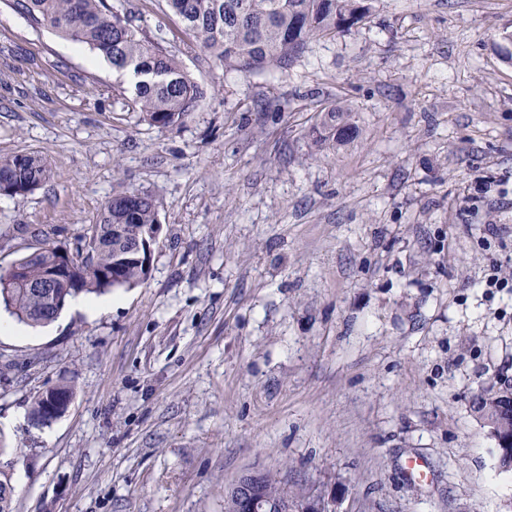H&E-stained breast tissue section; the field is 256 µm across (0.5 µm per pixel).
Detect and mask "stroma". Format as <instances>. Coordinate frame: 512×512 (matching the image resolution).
Masks as SVG:
<instances>
[{"label": "stroma", "instance_id": "35a3bbf8", "mask_svg": "<svg viewBox=\"0 0 512 512\" xmlns=\"http://www.w3.org/2000/svg\"><path fill=\"white\" fill-rule=\"evenodd\" d=\"M112 2L201 84L182 124L140 121L129 80L0 0V156L51 168L0 195V273L78 246L122 188L162 224L148 279L109 310L0 334L15 512H224L254 470L339 512H512L472 409L512 381V0H372L364 25L253 76L163 0ZM339 102L357 132L317 149ZM494 271L508 287H484ZM62 381L68 412L32 426Z\"/></svg>", "mask_w": 512, "mask_h": 512}]
</instances>
